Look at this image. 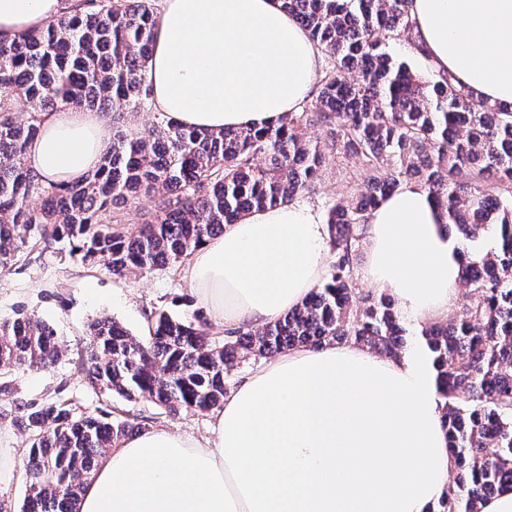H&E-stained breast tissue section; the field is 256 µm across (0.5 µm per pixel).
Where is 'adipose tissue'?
Returning a JSON list of instances; mask_svg holds the SVG:
<instances>
[{"instance_id": "adipose-tissue-1", "label": "adipose tissue", "mask_w": 512, "mask_h": 512, "mask_svg": "<svg viewBox=\"0 0 512 512\" xmlns=\"http://www.w3.org/2000/svg\"><path fill=\"white\" fill-rule=\"evenodd\" d=\"M61 0H0V36L61 12ZM419 59L492 103H512V0H412ZM319 53L279 0H162L148 81L167 120L218 131L300 111ZM112 144L100 113L48 115L27 156L44 180L77 182ZM428 192L408 183L369 218L363 275L403 317L448 314L461 244ZM325 226L291 202L225 225L182 269L227 328L263 326L302 303L325 270ZM436 370L421 346L380 358L355 344L294 347L224 397L208 436L165 428L102 458L80 512H428L454 461Z\"/></svg>"}]
</instances>
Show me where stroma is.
I'll return each instance as SVG.
<instances>
[{
    "label": "stroma",
    "instance_id": "stroma-1",
    "mask_svg": "<svg viewBox=\"0 0 512 512\" xmlns=\"http://www.w3.org/2000/svg\"><path fill=\"white\" fill-rule=\"evenodd\" d=\"M361 184L358 162L329 150L314 191L300 195L298 201L323 216L329 205L351 198ZM158 310L188 319L200 312L180 265L119 277L104 267L82 263L69 255L64 244L52 242L0 271V320L21 311L35 314L55 328L65 348L55 365L13 373L7 390L0 391V456L16 465L13 477L0 483V506L5 512H22L26 496L22 463L28 437L17 426V416L30 405L54 397L76 401L90 411L103 407L79 366L87 324L107 315L142 336ZM112 404L123 409L125 419L145 430L163 427L204 437L214 418L210 411L170 416L149 402L119 397Z\"/></svg>",
    "mask_w": 512,
    "mask_h": 512
}]
</instances>
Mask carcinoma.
<instances>
[{
	"mask_svg": "<svg viewBox=\"0 0 512 512\" xmlns=\"http://www.w3.org/2000/svg\"><path fill=\"white\" fill-rule=\"evenodd\" d=\"M63 2L42 27L0 39L1 270L49 241L118 276L173 265L242 214L310 191L326 148L363 169V188L328 208L330 269L299 307L221 339L199 318L163 310L144 337L99 317L79 357L91 388L177 415L221 407L232 371L252 356L342 342L401 356L405 329L390 295L361 294L354 275L372 211L413 180L466 243L460 281L472 295L461 317L421 332L455 461L429 512H480L512 490V105L448 75L424 81L393 59L380 34L415 44L411 0H280L325 60L302 111L259 129L203 132L160 117L134 136L118 128L83 181L49 183L26 157L46 114L72 106L109 118L153 106L152 0ZM311 124L326 130L325 143L305 137ZM141 195L154 200L153 218L135 233L110 227L112 208ZM492 225L497 247L485 251L479 241ZM60 354L56 331L35 315L0 322V371L43 370ZM16 423L29 436L22 512H80L98 459L131 430L118 413H87L69 400L31 408Z\"/></svg>",
	"mask_w": 512,
	"mask_h": 512,
	"instance_id": "cac0c4a2",
	"label": "carcinoma"
}]
</instances>
